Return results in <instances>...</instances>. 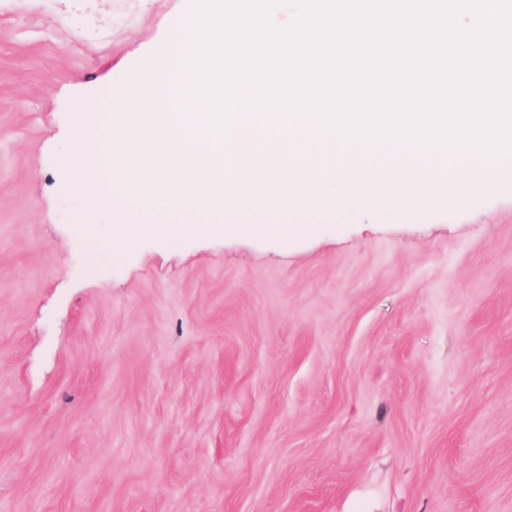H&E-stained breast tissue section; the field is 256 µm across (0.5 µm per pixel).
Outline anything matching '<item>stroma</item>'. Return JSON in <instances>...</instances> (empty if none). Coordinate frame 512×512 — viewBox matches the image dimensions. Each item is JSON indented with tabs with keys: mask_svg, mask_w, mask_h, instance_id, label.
I'll return each mask as SVG.
<instances>
[{
	"mask_svg": "<svg viewBox=\"0 0 512 512\" xmlns=\"http://www.w3.org/2000/svg\"><path fill=\"white\" fill-rule=\"evenodd\" d=\"M192 6L0 0V512H512V163L120 247L62 181Z\"/></svg>",
	"mask_w": 512,
	"mask_h": 512,
	"instance_id": "35a3bbf8",
	"label": "stroma"
}]
</instances>
